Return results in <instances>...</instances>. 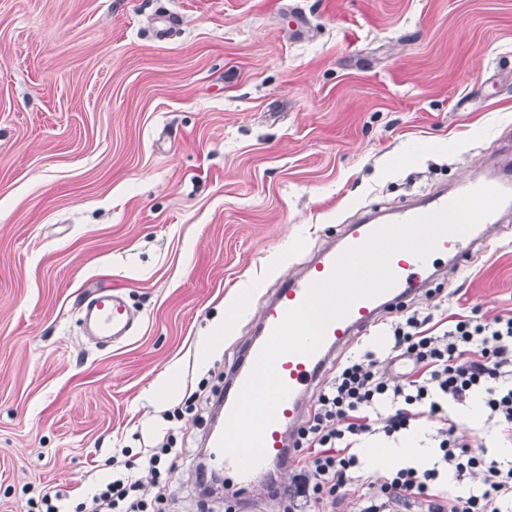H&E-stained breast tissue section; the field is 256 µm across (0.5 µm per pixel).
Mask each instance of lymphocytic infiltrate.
<instances>
[{"label":"lymphocytic infiltrate","mask_w":512,"mask_h":512,"mask_svg":"<svg viewBox=\"0 0 512 512\" xmlns=\"http://www.w3.org/2000/svg\"><path fill=\"white\" fill-rule=\"evenodd\" d=\"M431 321L417 311L391 321V352L411 364L402 378L381 372L371 351L337 366L299 431L297 472L281 500L282 512H314L323 502L345 498L358 481L369 490L359 512H385L388 505L418 498L427 512H500L502 503L512 502V467L476 453L444 411L447 401L462 403L481 393L488 422L512 442V316L458 319L439 335ZM422 418L434 422L432 439L454 479L481 481V495H449L434 468L362 476L356 450L368 437L396 438ZM141 487V480L129 476L113 479L78 512H158L164 493L150 501Z\"/></svg>","instance_id":"lymphocytic-infiltrate-1"}]
</instances>
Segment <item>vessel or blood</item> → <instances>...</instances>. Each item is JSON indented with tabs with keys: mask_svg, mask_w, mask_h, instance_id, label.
<instances>
[{
	"mask_svg": "<svg viewBox=\"0 0 512 512\" xmlns=\"http://www.w3.org/2000/svg\"><path fill=\"white\" fill-rule=\"evenodd\" d=\"M453 196L447 191H436L416 204H404L394 210L371 212L356 223L345 225L336 243L314 253L299 273L279 280L263 307L256 324L254 336L245 340L240 354L224 380V393L218 401L223 415H230L237 396L251 373L257 356L272 330L278 325L287 310L302 303L309 286L326 279L333 270L337 256L346 248L363 244L377 228L399 223L437 210ZM512 211V202L503 204L463 236L447 235L441 238L436 252L426 261L400 252L393 256L391 268L398 278L396 286L387 293L369 299L358 300L350 314L328 326L320 349L313 355L286 354L276 362V371L290 389L288 398L280 404L276 420L264 434V459L273 461L281 468L291 466L294 455V440L309 409L327 367L336 355L343 352L355 340L367 334L385 315L419 296L434 277L433 269L441 259L454 265L464 266L472 262L476 253L488 247L501 228L504 213ZM82 321L91 328L93 335L104 341L120 342L128 339L134 331V318L121 292L109 287L97 289L82 304ZM211 458L225 473L232 475L241 498L253 493V473L238 472L235 464L224 457L220 450H213Z\"/></svg>",
	"mask_w": 512,
	"mask_h": 512,
	"instance_id": "1",
	"label": "vessel or blood"
}]
</instances>
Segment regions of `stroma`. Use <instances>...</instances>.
<instances>
[{"label":"stroma","mask_w":512,"mask_h":512,"mask_svg":"<svg viewBox=\"0 0 512 512\" xmlns=\"http://www.w3.org/2000/svg\"><path fill=\"white\" fill-rule=\"evenodd\" d=\"M507 140L512 0H0V512L45 488L73 512L168 433L166 508L197 512L210 413L164 419L160 378L216 385L279 277L363 209L494 176ZM503 224L413 308L512 314ZM103 285L138 324L120 344L81 331ZM387 332L347 355L401 375Z\"/></svg>","instance_id":"35a3bbf8"}]
</instances>
